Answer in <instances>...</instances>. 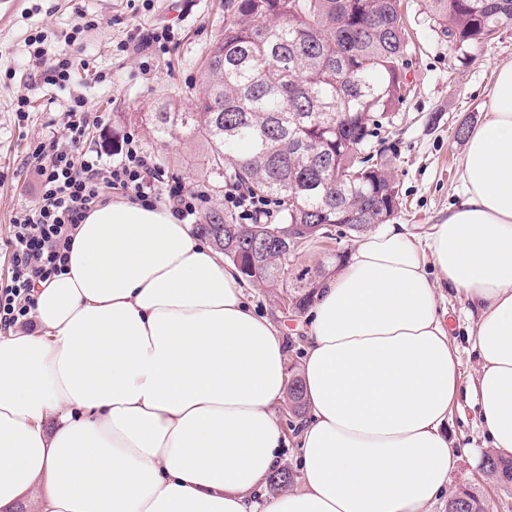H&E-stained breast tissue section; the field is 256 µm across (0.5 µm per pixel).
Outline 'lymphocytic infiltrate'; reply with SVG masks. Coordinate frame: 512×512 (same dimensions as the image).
<instances>
[{"instance_id":"lymphocytic-infiltrate-1","label":"lymphocytic infiltrate","mask_w":512,"mask_h":512,"mask_svg":"<svg viewBox=\"0 0 512 512\" xmlns=\"http://www.w3.org/2000/svg\"><path fill=\"white\" fill-rule=\"evenodd\" d=\"M104 123V116L87 111L83 96H71L58 129L49 131L46 142L30 156L38 192L12 220L11 272L0 285L1 333L28 324L35 288L64 273L78 224L108 203L112 194L149 204L167 199L174 217L182 222L196 218L207 199L202 190L166 186L164 171L134 136H126L113 154L88 142L89 126Z\"/></svg>"}]
</instances>
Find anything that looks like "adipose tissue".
I'll return each instance as SVG.
<instances>
[{
	"label": "adipose tissue",
	"mask_w": 512,
	"mask_h": 512,
	"mask_svg": "<svg viewBox=\"0 0 512 512\" xmlns=\"http://www.w3.org/2000/svg\"><path fill=\"white\" fill-rule=\"evenodd\" d=\"M460 179L424 236L385 225L320 281L291 440L303 484L277 496L284 336L168 208L96 207L36 288L34 329L0 336V512H431L458 460L441 288L469 306L477 415L512 456V62Z\"/></svg>",
	"instance_id": "obj_1"
}]
</instances>
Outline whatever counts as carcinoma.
I'll use <instances>...</instances> for the list:
<instances>
[{
	"instance_id": "carcinoma-1",
	"label": "carcinoma",
	"mask_w": 512,
	"mask_h": 512,
	"mask_svg": "<svg viewBox=\"0 0 512 512\" xmlns=\"http://www.w3.org/2000/svg\"><path fill=\"white\" fill-rule=\"evenodd\" d=\"M429 25L459 48L479 46L512 24V0H424ZM409 42L401 0H224V27L203 61V90L191 107L173 103L151 113L163 140L180 133L207 148L208 177L230 180L251 195L277 200L279 223L325 224L323 237L388 224L402 208L385 150L373 139L409 98ZM241 143L247 154L236 153ZM261 233L268 223H241L209 210L197 231L224 251V230ZM245 281L270 288L284 271L274 262ZM325 271L315 270L296 300L303 309ZM484 470L512 482V459L487 455ZM448 512H486L468 489Z\"/></svg>"
}]
</instances>
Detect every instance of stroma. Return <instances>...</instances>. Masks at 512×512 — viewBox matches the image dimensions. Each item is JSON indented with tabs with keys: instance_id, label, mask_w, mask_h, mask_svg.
<instances>
[{
	"instance_id": "1",
	"label": "stroma",
	"mask_w": 512,
	"mask_h": 512,
	"mask_svg": "<svg viewBox=\"0 0 512 512\" xmlns=\"http://www.w3.org/2000/svg\"><path fill=\"white\" fill-rule=\"evenodd\" d=\"M404 2L412 36L407 69L411 96L394 115L388 155L403 198L395 221L418 232L447 216L458 200L466 143L455 138V129L465 119L474 127L483 123L494 71L512 61V26L501 29L492 44L474 48L467 59L432 32L422 0ZM25 7L11 32L0 38V279L7 277L11 263L12 218L35 197L29 157L71 95H83L89 111L105 115L111 135L135 134L157 162L177 160L185 184L204 185L205 147L182 137L154 140L146 115L162 103L186 101L201 89L207 48L224 24V0H26ZM141 29L169 30L170 40L139 56L128 43ZM37 34L47 48H64L73 58L88 61L103 73L104 82L81 71L70 90L44 84L37 76L39 59L28 45ZM21 98L30 102L25 117L16 110ZM356 243L345 233L312 241L290 256L280 287L247 286L254 311L287 336L290 372H297L306 343L307 313L288 305L299 294L296 275L331 269L335 255H347ZM439 305L457 339L461 381L469 383L476 359L469 342L468 306L445 288L439 291ZM448 433L456 443L472 447L453 472L449 491L466 486L483 499L488 512H512V482L484 472L488 441L467 393L458 397Z\"/></svg>"
}]
</instances>
